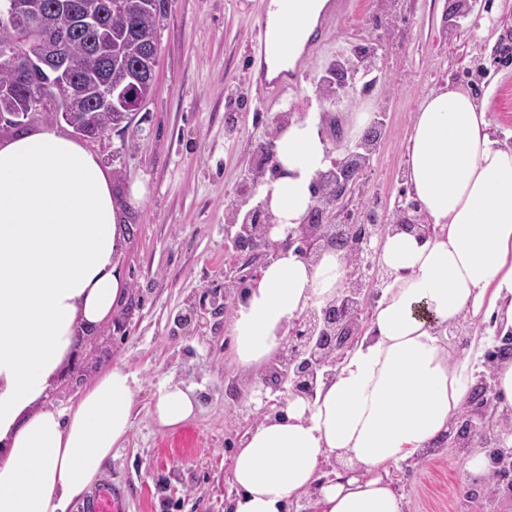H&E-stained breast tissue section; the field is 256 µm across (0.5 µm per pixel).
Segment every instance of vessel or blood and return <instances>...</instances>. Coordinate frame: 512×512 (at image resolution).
<instances>
[{
    "mask_svg": "<svg viewBox=\"0 0 512 512\" xmlns=\"http://www.w3.org/2000/svg\"><path fill=\"white\" fill-rule=\"evenodd\" d=\"M304 0H264L255 27L250 52L249 81L263 99L275 100L297 88L305 76V62L315 61V52L327 46L350 18L353 0H329V7L305 41L301 60L287 62L281 47L291 34L289 24L297 19ZM126 487L105 482L80 505L79 512H126Z\"/></svg>",
    "mask_w": 512,
    "mask_h": 512,
    "instance_id": "1",
    "label": "vessel or blood"
}]
</instances>
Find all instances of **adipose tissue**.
Masks as SVG:
<instances>
[{
	"label": "adipose tissue",
	"mask_w": 512,
	"mask_h": 512,
	"mask_svg": "<svg viewBox=\"0 0 512 512\" xmlns=\"http://www.w3.org/2000/svg\"><path fill=\"white\" fill-rule=\"evenodd\" d=\"M487 127L465 93L438 90L422 102L406 178L440 231L386 233L380 260L392 279L370 335L314 401L291 400L245 433L232 512H288L315 485L317 512H402L383 472L446 436L470 397L471 358L454 355L442 329L482 316L512 327V149ZM273 144L278 168L260 197L276 224L294 228L331 156L311 114L292 117ZM144 194L136 183L116 197L110 168L57 127L0 139V512H68L132 428L136 377L118 365L66 410L42 400L79 335L109 322L123 295L122 211ZM344 266L335 252L314 263L291 250L271 259L233 322L237 363L251 370L273 357L289 323L342 288ZM195 410L193 390L167 382L150 415L177 427ZM330 458L358 474L320 484Z\"/></svg>",
	"instance_id": "obj_1"
}]
</instances>
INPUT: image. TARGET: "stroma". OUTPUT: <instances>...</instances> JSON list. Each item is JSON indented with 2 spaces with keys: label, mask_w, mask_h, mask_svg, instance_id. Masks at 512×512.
<instances>
[{
  "label": "stroma",
  "mask_w": 512,
  "mask_h": 512,
  "mask_svg": "<svg viewBox=\"0 0 512 512\" xmlns=\"http://www.w3.org/2000/svg\"><path fill=\"white\" fill-rule=\"evenodd\" d=\"M446 2L357 0L337 49L325 53L298 90L269 103L245 79L246 34L262 0H165L153 89L134 127L124 136L110 131L84 141L118 171L117 195L135 181L149 188L124 213L120 271L127 295L94 345L77 346L83 363L68 365L43 398L45 406L64 410L103 370L119 365L137 376L133 426L100 475L129 486L126 512H230L237 494L232 461L256 409L230 331L250 272L234 238L260 202L252 179L266 166L262 149L276 134L278 116L317 112L338 159L362 134L358 114L381 113L384 127L362 188L336 210L342 222L361 214L371 197L380 214H390L406 185L412 121L430 92L467 91L488 109L490 139L512 148V0H466L458 18L446 16ZM491 12L497 24L478 36L479 19ZM340 49L374 50L380 81L355 86L338 105L328 100L324 80ZM204 303L223 306V314L201 313ZM460 327L466 343L484 344L473 386L492 381L488 355L512 345V331L470 318ZM166 381L193 388L199 400L197 415L175 429L149 414ZM470 451V440L456 448L445 440L391 467L385 479L401 495L403 512H512V476L489 497L488 479H467Z\"/></svg>",
  "instance_id": "1"
}]
</instances>
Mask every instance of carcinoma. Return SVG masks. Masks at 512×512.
<instances>
[{
	"label": "carcinoma",
	"instance_id": "cac0c4a2",
	"mask_svg": "<svg viewBox=\"0 0 512 512\" xmlns=\"http://www.w3.org/2000/svg\"><path fill=\"white\" fill-rule=\"evenodd\" d=\"M37 31L18 28L0 18V93L13 94L15 104L44 94L52 98L75 99V111L88 118L97 132L106 131L118 120L111 98L100 92L106 82L105 65L94 49L98 37L93 29L75 30L69 41L70 76L57 80L45 73L31 85H20L11 66L10 55L25 51L34 53L39 43L66 26L57 12V0H40ZM72 10L97 19L102 25L112 26V83L126 85L130 77L139 78V91L149 95L152 85L147 75L158 54L157 19L164 9V0H122L120 13L109 9L112 0H69Z\"/></svg>",
	"mask_w": 512,
	"mask_h": 512
}]
</instances>
